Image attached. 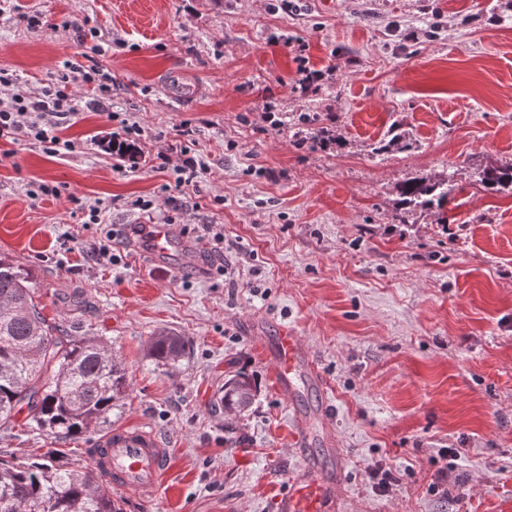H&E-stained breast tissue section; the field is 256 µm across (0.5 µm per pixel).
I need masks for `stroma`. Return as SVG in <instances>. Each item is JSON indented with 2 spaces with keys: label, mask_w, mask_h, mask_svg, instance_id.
<instances>
[{
  "label": "stroma",
  "mask_w": 512,
  "mask_h": 512,
  "mask_svg": "<svg viewBox=\"0 0 512 512\" xmlns=\"http://www.w3.org/2000/svg\"><path fill=\"white\" fill-rule=\"evenodd\" d=\"M35 14L70 27L28 25ZM90 31L108 45L111 111L141 125L143 154L100 152L110 123L92 109L63 132L73 151L14 144L0 159V253L33 270L48 320L103 337L129 394L66 442L21 411L0 428V459L84 466L100 438L142 428L168 450L163 482L113 492L122 512H273L303 471L292 409L319 400L307 389L293 406L275 387L270 339L288 325L333 386L341 456L314 454L341 473L339 512H512V193L478 184L484 166L512 163V0H5L0 98L82 63ZM309 110L330 146L309 140ZM184 123L208 166L190 200L157 159ZM396 125L413 148L373 154ZM442 172L447 205L392 223L397 187ZM39 181L59 195L31 200ZM91 204L112 225H171L190 263L133 247L96 265ZM200 224L223 225L226 276L211 274L221 258ZM161 333L186 343L170 366L147 355ZM241 372L254 404L218 409Z\"/></svg>",
  "instance_id": "stroma-1"
}]
</instances>
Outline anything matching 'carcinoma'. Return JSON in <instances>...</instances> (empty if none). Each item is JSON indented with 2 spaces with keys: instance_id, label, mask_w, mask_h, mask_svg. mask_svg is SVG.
<instances>
[{
  "instance_id": "obj_1",
  "label": "carcinoma",
  "mask_w": 512,
  "mask_h": 512,
  "mask_svg": "<svg viewBox=\"0 0 512 512\" xmlns=\"http://www.w3.org/2000/svg\"><path fill=\"white\" fill-rule=\"evenodd\" d=\"M310 138L322 144L327 130L315 113L304 117ZM487 191L512 193V164L482 172ZM446 175L399 188L407 210L430 211L448 203ZM32 271L0 254V426L27 407L30 426L56 439L72 440L106 422L128 390L122 362L97 336H68L46 322L36 302ZM186 353L181 337L152 339L150 355L167 365ZM251 378L240 374L224 383L221 404L242 411L256 397ZM120 512L90 466L70 469L53 457L31 462L0 460V512Z\"/></svg>"
}]
</instances>
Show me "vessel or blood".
<instances>
[{"mask_svg": "<svg viewBox=\"0 0 512 512\" xmlns=\"http://www.w3.org/2000/svg\"><path fill=\"white\" fill-rule=\"evenodd\" d=\"M138 238L156 259L178 266L187 259L185 253L177 250L169 225H139ZM274 359L275 386L280 393L293 397L301 388L309 386L330 393L331 385L316 361L304 349L300 337L287 326L278 329ZM330 443V431L317 432L307 423H300L293 444L304 457L305 472L292 480L287 492L275 498L274 512H336L337 485L324 477L318 462L308 455L310 448ZM166 456V448L151 432L137 429L114 433L101 440L93 459L97 469L114 487L154 493L162 484Z\"/></svg>", "mask_w": 512, "mask_h": 512, "instance_id": "vessel-or-blood-1", "label": "vessel or blood"}]
</instances>
